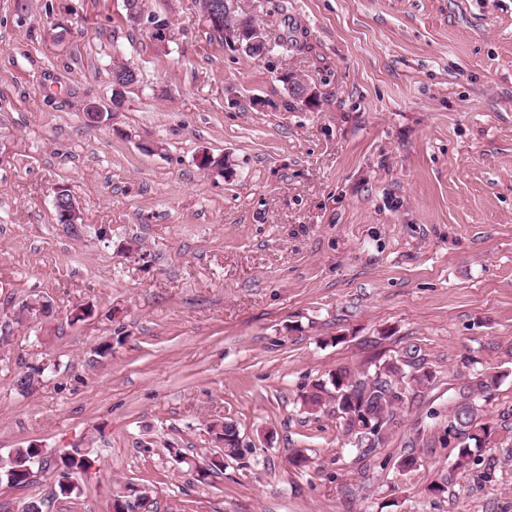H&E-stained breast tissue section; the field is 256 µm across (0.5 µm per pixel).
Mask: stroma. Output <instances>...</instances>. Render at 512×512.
<instances>
[{
	"mask_svg": "<svg viewBox=\"0 0 512 512\" xmlns=\"http://www.w3.org/2000/svg\"><path fill=\"white\" fill-rule=\"evenodd\" d=\"M228 7L270 54L210 40L197 0H146L163 45L123 0H0V455L44 457L28 487L0 483V512H110L123 484L158 512H512V0ZM116 62L138 81L90 124ZM204 150L230 172L202 170ZM410 345L433 379L369 455L304 411L336 369ZM490 372L492 447L454 469L448 412ZM226 421L246 460L199 482ZM75 448L95 465L65 497ZM54 208L56 217L57 214H62V222L60 223V226L63 231L68 233L71 225H75V227L79 229V221L81 220V217L77 216L79 214L81 215V211L78 201L70 189L65 186H59L55 189ZM81 229H83V224H81ZM83 457L89 458V452L82 453L79 450L73 451L72 454H65L60 459V472H58V481L57 485L62 496L68 497L75 493L78 494L79 486H72L69 483H63L61 479H66L70 475L73 469H78L81 467V463L83 462ZM79 460V461H78Z\"/></svg>",
	"mask_w": 512,
	"mask_h": 512,
	"instance_id": "35a3bbf8",
	"label": "stroma"
}]
</instances>
